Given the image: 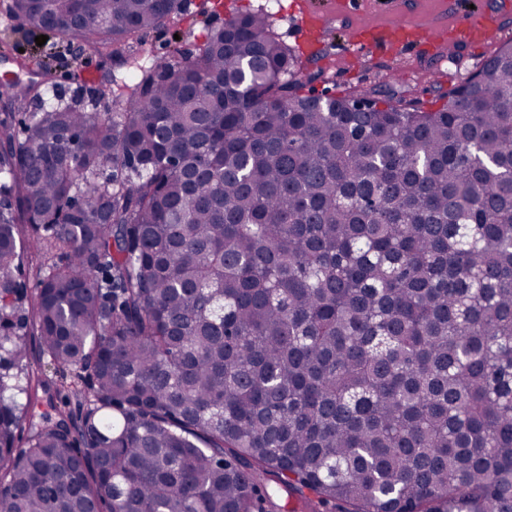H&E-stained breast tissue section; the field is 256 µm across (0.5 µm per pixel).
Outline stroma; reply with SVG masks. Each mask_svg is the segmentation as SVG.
Listing matches in <instances>:
<instances>
[{"label": "stroma", "instance_id": "1", "mask_svg": "<svg viewBox=\"0 0 512 512\" xmlns=\"http://www.w3.org/2000/svg\"><path fill=\"white\" fill-rule=\"evenodd\" d=\"M472 7L494 14L497 38L488 43H451L452 26L460 21L462 11ZM237 10L268 14L275 32L296 48L303 39V11L327 15L329 21L316 40L318 56L306 65L314 88L357 97L389 83L403 104L419 110L439 107V92L461 86L501 47L512 44V0H185L179 24L158 25L142 38L155 56L163 57L176 47L192 48ZM407 23L433 34L435 44L413 54L371 46L357 54L351 47L352 31ZM38 34L26 23H0V76L29 82L40 80L48 70L54 83L70 91L82 83L95 86L114 74L111 60L89 51L69 55L66 39L56 33L37 45ZM22 60L27 63L23 69L18 66Z\"/></svg>", "mask_w": 512, "mask_h": 512}]
</instances>
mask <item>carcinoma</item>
<instances>
[{"label":"carcinoma","mask_w":512,"mask_h":512,"mask_svg":"<svg viewBox=\"0 0 512 512\" xmlns=\"http://www.w3.org/2000/svg\"><path fill=\"white\" fill-rule=\"evenodd\" d=\"M18 13L128 75L0 92V512H512V46L358 112L264 13L148 66L181 0ZM28 365L33 369H39L48 377L57 379L59 372L56 367L50 363V361L43 357L39 351L38 339L34 336H28ZM57 372V373H56Z\"/></svg>","instance_id":"carcinoma-1"}]
</instances>
